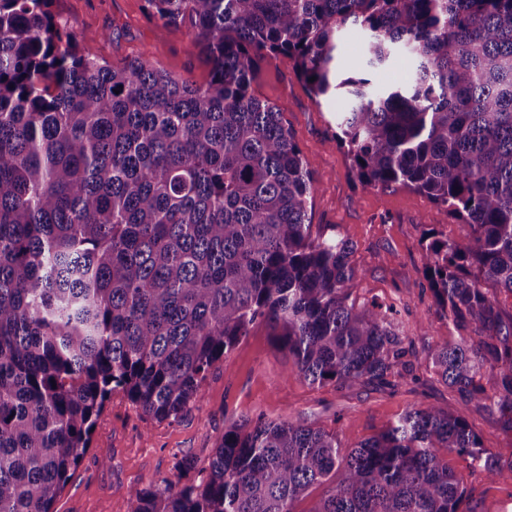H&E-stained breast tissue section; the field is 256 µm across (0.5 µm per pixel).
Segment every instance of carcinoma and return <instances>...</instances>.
Returning <instances> with one entry per match:
<instances>
[{"mask_svg":"<svg viewBox=\"0 0 512 512\" xmlns=\"http://www.w3.org/2000/svg\"><path fill=\"white\" fill-rule=\"evenodd\" d=\"M145 2L165 24L190 22L207 84L143 57L102 63L63 39L50 0H0V512H51L112 391L176 419L258 322L313 385L415 379L393 307L351 298L354 246L311 235L301 152L252 88L266 55L291 58L316 100L344 101L334 141L363 186L413 189L470 224L466 239L424 245L459 337L428 358L512 429V317L484 289L512 294V0ZM348 25L362 67L342 71ZM404 58L408 84L365 77ZM442 449L512 479L437 407L352 448L244 417L198 482L161 478L131 512H294L329 481L315 512H473Z\"/></svg>","mask_w":512,"mask_h":512,"instance_id":"carcinoma-1","label":"carcinoma"}]
</instances>
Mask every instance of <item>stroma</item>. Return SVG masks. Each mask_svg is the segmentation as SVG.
I'll return each instance as SVG.
<instances>
[{
	"instance_id": "obj_1",
	"label": "stroma",
	"mask_w": 512,
	"mask_h": 512,
	"mask_svg": "<svg viewBox=\"0 0 512 512\" xmlns=\"http://www.w3.org/2000/svg\"><path fill=\"white\" fill-rule=\"evenodd\" d=\"M49 10L61 32L99 61L118 66L142 56L177 78L198 85L210 79L209 61L194 44L190 24L164 25L148 15L145 0H52ZM253 88L276 106L312 176V236L334 234L354 246L352 296L398 311L413 339L418 379L392 390L310 385L270 328L256 324L210 370L202 401L177 419L149 418L124 391H113L52 512H131L151 482L176 478L179 460L189 458L197 468L207 467L225 427L246 416L320 427L336 433L349 448L381 433L412 406H434L465 418L496 458L512 459V431L477 402L449 393L426 360L429 345L455 339L456 334L437 315L419 272L423 233L462 238L469 226L412 189L363 187L333 140L341 101H316L288 57L264 59ZM442 459L472 489L477 512H512V480L488 479L464 456L446 453Z\"/></svg>"
}]
</instances>
